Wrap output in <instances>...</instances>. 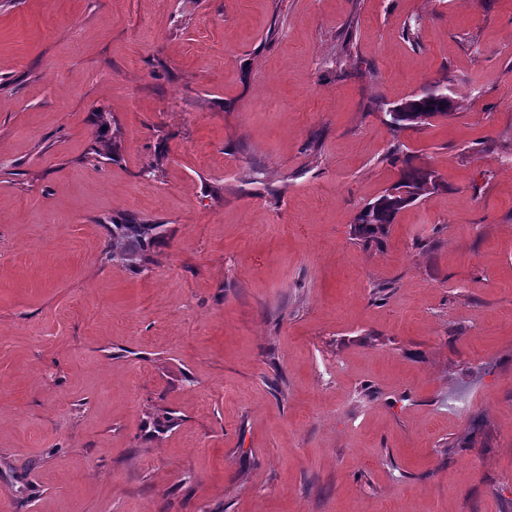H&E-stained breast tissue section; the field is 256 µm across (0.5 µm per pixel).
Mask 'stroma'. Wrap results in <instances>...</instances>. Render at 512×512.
<instances>
[{
	"mask_svg": "<svg viewBox=\"0 0 512 512\" xmlns=\"http://www.w3.org/2000/svg\"><path fill=\"white\" fill-rule=\"evenodd\" d=\"M0 512H512V0H0ZM447 97L448 84H446L444 80H440L420 95L412 96L387 110L386 112H390L392 115H395L394 112H401V116L395 119L393 124H389L388 126L394 132L416 128L418 126L415 122L410 120L407 114L410 112H432V114L435 115L448 112V105L453 107L455 100L449 99L448 101ZM450 113L451 112H448V115ZM414 166L407 164L406 168L401 170L400 179L396 183L395 190L400 193L397 198L400 201V205L397 206L393 211L388 208L381 206L380 195L374 202L367 204L356 216L353 229V234L356 238L362 239H375L387 235L389 227L393 224L397 214L407 205L416 201L413 198V192L410 190L414 186L412 185V179L414 174ZM401 189H404L402 192ZM405 194L407 197H402ZM384 210L385 219L388 224H377L379 221L378 214ZM166 224H155L127 218L112 220V245L106 259L116 260L133 269L146 267L153 262L151 252L164 238Z\"/></svg>",
	"mask_w": 512,
	"mask_h": 512,
	"instance_id": "35a3bbf8",
	"label": "stroma"
}]
</instances>
